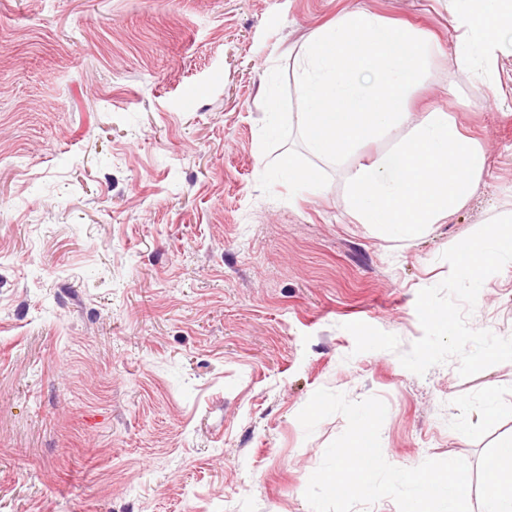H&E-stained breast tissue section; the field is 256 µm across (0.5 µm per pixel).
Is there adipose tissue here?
<instances>
[{
	"label": "adipose tissue",
	"mask_w": 512,
	"mask_h": 512,
	"mask_svg": "<svg viewBox=\"0 0 512 512\" xmlns=\"http://www.w3.org/2000/svg\"><path fill=\"white\" fill-rule=\"evenodd\" d=\"M461 30L459 70L482 80L497 70L498 57L512 35V0H448ZM458 266L478 285L488 266L512 261V225H494L456 247ZM483 512H512V437L500 441L485 462Z\"/></svg>",
	"instance_id": "obj_1"
}]
</instances>
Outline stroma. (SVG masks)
Returning a JSON list of instances; mask_svg holds the SVG:
<instances>
[{
    "mask_svg": "<svg viewBox=\"0 0 512 512\" xmlns=\"http://www.w3.org/2000/svg\"><path fill=\"white\" fill-rule=\"evenodd\" d=\"M360 10L435 36L411 104L487 151L414 241L358 223L292 117L303 43ZM456 42L447 0H0V512H311L347 426L305 433L321 388L386 403L394 466L464 459L479 512L512 264L477 302L455 246L512 211V56L476 83ZM289 158L314 180L279 181Z\"/></svg>",
    "mask_w": 512,
    "mask_h": 512,
    "instance_id": "35a3bbf8",
    "label": "stroma"
}]
</instances>
